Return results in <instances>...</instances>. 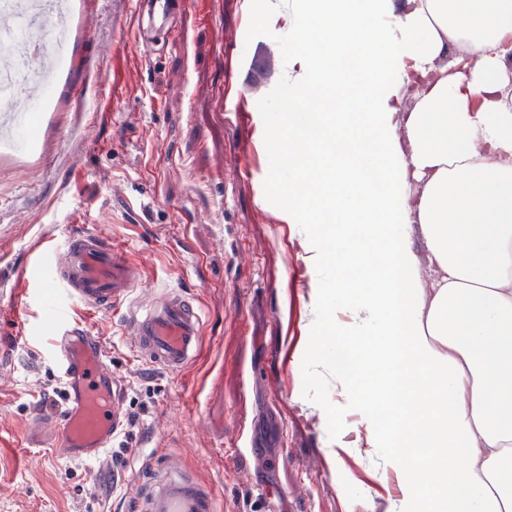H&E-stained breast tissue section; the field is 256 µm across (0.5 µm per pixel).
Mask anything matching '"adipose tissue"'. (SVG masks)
<instances>
[{"instance_id":"1","label":"adipose tissue","mask_w":512,"mask_h":512,"mask_svg":"<svg viewBox=\"0 0 512 512\" xmlns=\"http://www.w3.org/2000/svg\"><path fill=\"white\" fill-rule=\"evenodd\" d=\"M316 23L359 49L355 71L312 52ZM288 33L283 109L308 120L271 144L301 170L289 221L320 287L367 335L338 357L389 451L387 512H512V0H290ZM322 208L335 222L318 233ZM368 227L380 250L362 248ZM351 263L385 277L355 286Z\"/></svg>"}]
</instances>
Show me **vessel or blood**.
I'll list each match as a JSON object with an SVG mask.
<instances>
[{
	"mask_svg": "<svg viewBox=\"0 0 512 512\" xmlns=\"http://www.w3.org/2000/svg\"><path fill=\"white\" fill-rule=\"evenodd\" d=\"M45 265L57 298L51 308L55 346L72 390L70 405L55 423L58 445L70 460L84 462L100 457L121 425L122 385L98 340L64 314L63 304L78 303L90 312L122 309V333L134 355L172 374L198 358L206 322L191 293H141L140 264L102 234L72 233L61 251L46 255ZM163 467L166 477L141 496L138 512H218L212 486L185 472L180 455L166 454Z\"/></svg>",
	"mask_w": 512,
	"mask_h": 512,
	"instance_id": "1",
	"label": "vessel or blood"
}]
</instances>
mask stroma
<instances>
[{"label":"stroma","mask_w":512,"mask_h":512,"mask_svg":"<svg viewBox=\"0 0 512 512\" xmlns=\"http://www.w3.org/2000/svg\"><path fill=\"white\" fill-rule=\"evenodd\" d=\"M137 0H72L68 50L38 103V132L0 146V512H133L131 497L161 454L213 485L219 512H385L399 494L388 451L371 446L361 400L342 386L335 348L309 346L330 315L301 246L300 225L271 183L295 177L270 151L295 48L288 6L169 0L139 23ZM252 117L243 153L237 116ZM86 230L122 243L145 288L178 287L206 312V350L175 375L146 366L119 313L73 306L114 375L145 413L139 451L112 483V458H64L44 395L65 388L44 271L14 290L34 247ZM258 452L251 475L227 465Z\"/></svg>","instance_id":"35a3bbf8"}]
</instances>
